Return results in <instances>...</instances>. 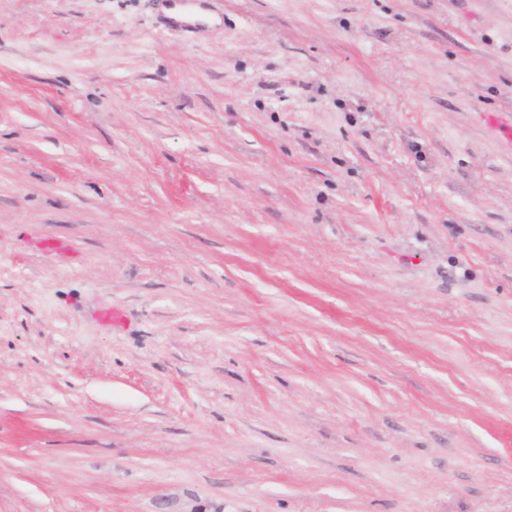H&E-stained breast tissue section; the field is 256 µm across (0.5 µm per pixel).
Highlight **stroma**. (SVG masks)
Returning <instances> with one entry per match:
<instances>
[{
	"mask_svg": "<svg viewBox=\"0 0 512 512\" xmlns=\"http://www.w3.org/2000/svg\"><path fill=\"white\" fill-rule=\"evenodd\" d=\"M204 9L0 0V512H512V0Z\"/></svg>",
	"mask_w": 512,
	"mask_h": 512,
	"instance_id": "1",
	"label": "stroma"
}]
</instances>
